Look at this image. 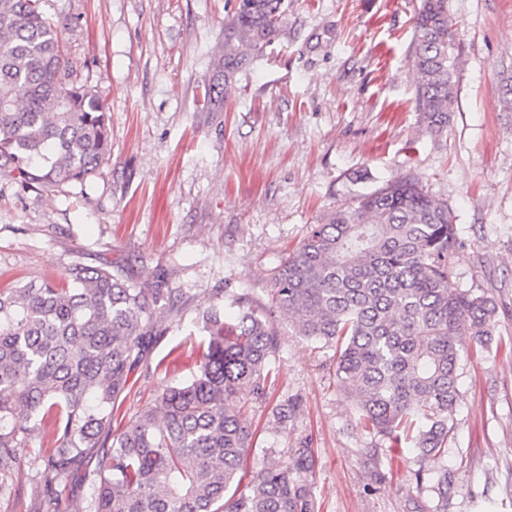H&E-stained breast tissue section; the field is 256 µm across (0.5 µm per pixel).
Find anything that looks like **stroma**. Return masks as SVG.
Wrapping results in <instances>:
<instances>
[{
  "mask_svg": "<svg viewBox=\"0 0 512 512\" xmlns=\"http://www.w3.org/2000/svg\"><path fill=\"white\" fill-rule=\"evenodd\" d=\"M236 0H43L79 77L109 107L111 155L85 183L21 190L0 176V288L61 279L75 262L177 288L167 336L118 401L113 431L195 371L196 317L227 288L255 307L311 225L388 181L415 178L454 216L457 287L492 297L488 348L471 336L448 444V512H512V0H448L456 98L429 132L415 102L421 0H288L274 40L224 76ZM279 372L250 404L244 462L265 450L314 452V512H436L402 458L367 473L369 438L336 383L335 352L275 318ZM298 408L286 430L277 405ZM0 512H31V460Z\"/></svg>",
  "mask_w": 512,
  "mask_h": 512,
  "instance_id": "stroma-1",
  "label": "stroma"
}]
</instances>
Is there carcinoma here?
<instances>
[{
  "label": "carcinoma",
  "instance_id": "1",
  "mask_svg": "<svg viewBox=\"0 0 512 512\" xmlns=\"http://www.w3.org/2000/svg\"><path fill=\"white\" fill-rule=\"evenodd\" d=\"M287 10V0H238L239 47L224 44L226 67L270 43ZM415 31L416 103L440 133L455 102L448 0H422ZM110 150L108 108L75 76L41 0H0V173L24 190L59 189L90 178ZM456 244L448 205L413 179L359 196L276 268L267 310L244 294L210 301L197 370L114 435V404L167 332L168 277L144 285L73 263L62 283L0 290V499L15 493L19 450L43 413L54 428L33 458L36 512H313L310 448L290 449L286 461L265 452L239 490L253 436L243 409L278 372V313L335 348L338 386L371 437L362 449L371 479L384 480L382 458L412 448L409 477L447 512L459 336L468 330L488 346L495 314L490 297L455 286ZM71 484L85 492L61 511Z\"/></svg>",
  "mask_w": 512,
  "mask_h": 512
}]
</instances>
